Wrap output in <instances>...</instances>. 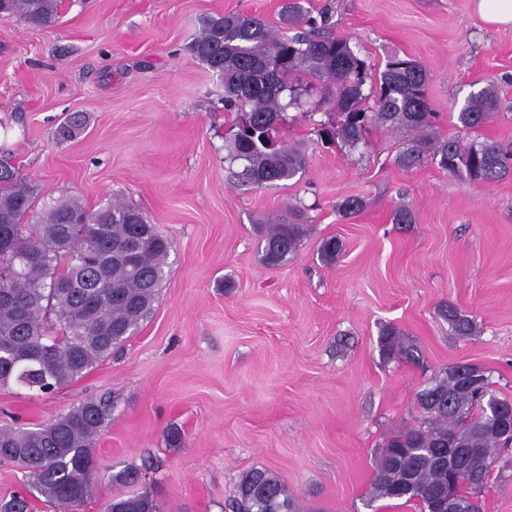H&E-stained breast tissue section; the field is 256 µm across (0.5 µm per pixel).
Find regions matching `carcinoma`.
<instances>
[{
    "instance_id": "1",
    "label": "carcinoma",
    "mask_w": 512,
    "mask_h": 512,
    "mask_svg": "<svg viewBox=\"0 0 512 512\" xmlns=\"http://www.w3.org/2000/svg\"><path fill=\"white\" fill-rule=\"evenodd\" d=\"M52 28L58 0H0V20ZM332 16L308 15L302 0H288L281 35L264 19L243 12L206 15L190 53L224 86V110L237 114L224 145L238 165L239 186H277L304 173L305 156L279 137L285 112L304 106L315 83L334 88V118L319 124L323 143L339 140L355 149L370 126L406 132L395 158L408 171L435 164L450 175L493 183L512 172V152L492 141L462 142L433 132L428 70L406 56L390 57L378 78L351 39L333 32ZM370 85V93L363 87ZM497 106L491 84L472 93L457 121L478 133ZM86 118L69 114L58 135L73 137ZM307 208L288 206V218L263 224L257 235L261 261L281 266L297 253ZM168 238L148 225L132 203L114 199L96 210L64 199L35 213L32 186L0 158V388L17 385L38 394L57 392L90 371L125 342L150 314L165 278ZM441 316L469 336L471 317L452 303ZM381 354L417 362L415 347L389 326L379 336ZM420 425L391 434L374 452L370 499L414 502L430 512L432 499L460 471L462 498L476 499L490 477L477 460L494 461L504 449L503 431L490 423L486 402L458 386L454 367L440 369L415 395ZM110 416L102 401L86 400L44 424L0 428V462L24 463L29 495L0 499V512H33L30 497L63 512L94 496L100 473L94 444ZM232 512H299L295 497L273 471L246 472ZM105 512H160L149 492L107 501Z\"/></svg>"
}]
</instances>
